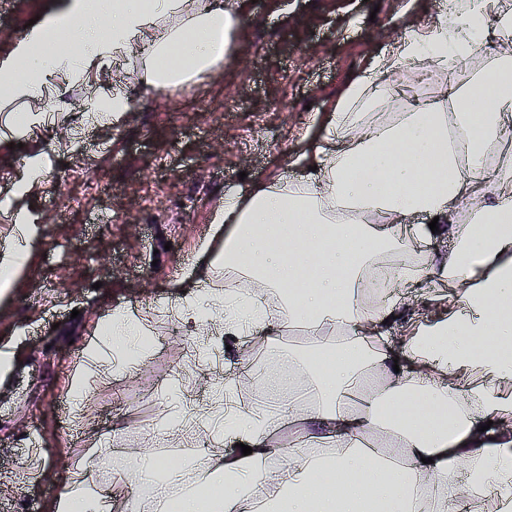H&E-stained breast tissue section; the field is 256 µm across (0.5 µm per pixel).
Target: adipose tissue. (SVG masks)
Segmentation results:
<instances>
[{
	"mask_svg": "<svg viewBox=\"0 0 512 512\" xmlns=\"http://www.w3.org/2000/svg\"><path fill=\"white\" fill-rule=\"evenodd\" d=\"M239 0H69L0 61V98L39 99L59 71L75 76L125 61L147 92L212 75L240 22ZM79 34L72 54L54 34ZM512 12L500 0H453L432 22L402 28L360 74L299 161L307 172L259 178L225 197L223 289L173 304L191 335L219 310L226 337L258 349L224 366L273 365L286 329L311 340L290 356L298 394L286 411L228 409L232 449L188 466L176 512H512ZM471 85L392 117L395 74L444 70L476 56ZM479 111H471L474 95ZM450 239L442 258L411 260L405 223ZM437 220L430 229L429 220ZM454 296L440 311L410 304L406 283ZM403 322L400 350L382 324ZM299 433L286 445L279 431ZM250 455H243V446ZM52 512H112L91 471L78 469Z\"/></svg>",
	"mask_w": 512,
	"mask_h": 512,
	"instance_id": "adipose-tissue-1",
	"label": "adipose tissue"
}]
</instances>
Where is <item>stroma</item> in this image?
Listing matches in <instances>:
<instances>
[{
	"label": "stroma",
	"instance_id": "35a3bbf8",
	"mask_svg": "<svg viewBox=\"0 0 512 512\" xmlns=\"http://www.w3.org/2000/svg\"><path fill=\"white\" fill-rule=\"evenodd\" d=\"M279 2L243 0L223 62L201 82L145 93L113 61L82 82L51 81L52 118L18 128L15 114L44 101L0 107V261L22 250L0 300V512H48L68 472L105 448L113 455L95 481L112 512H122L143 487L128 460L144 445L172 468L216 448L211 435L180 431L182 394L204 396L219 379L203 363L183 364L186 332L164 313L177 282L199 272L202 245L221 251L213 218L225 195L261 174L289 177L305 137L391 50L403 22L430 24L437 9V0H287L283 13ZM64 3L0 0V61L30 19ZM488 64L480 56L429 81L414 78L394 109L437 100ZM118 71L131 111L74 137L88 97L112 95ZM284 100L289 110L279 109ZM118 307L155 339L139 346L133 368L114 360L102 328ZM92 348L111 372L84 394L72 436L60 403Z\"/></svg>",
	"mask_w": 512,
	"mask_h": 512
}]
</instances>
